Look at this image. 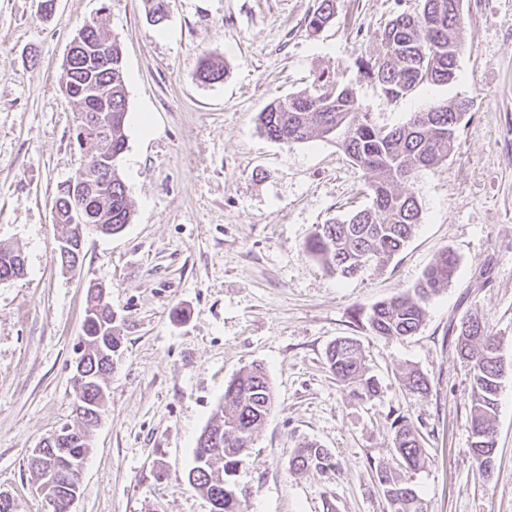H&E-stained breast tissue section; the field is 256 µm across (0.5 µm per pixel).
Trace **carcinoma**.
<instances>
[{
	"instance_id": "carcinoma-1",
	"label": "carcinoma",
	"mask_w": 512,
	"mask_h": 512,
	"mask_svg": "<svg viewBox=\"0 0 512 512\" xmlns=\"http://www.w3.org/2000/svg\"><path fill=\"white\" fill-rule=\"evenodd\" d=\"M421 12L400 13L381 35L376 58L356 60L360 75L380 85L386 100L393 102L422 84L446 85L456 78L457 58L462 49L464 18L459 15V0H421ZM335 0H318L308 16L307 31L318 35L335 15ZM83 50L75 63L64 67L62 89L79 105V112L95 114L101 107L97 99L112 100V125L104 137L94 141L101 150L121 155L126 148L127 114L122 48L112 39V69L87 63L88 55L105 41L100 26L85 27ZM224 75V61L201 58L198 77L214 82ZM464 113L461 103L431 106L414 113L401 126L386 129L376 125L369 113L360 110L355 88L336 76L321 72L305 89L269 103L257 116L260 131L270 140L286 145L314 137L332 139L360 167L376 173L368 184L372 204L358 209L343 220L332 219L317 226L306 243V251L330 273L352 277L371 264H384L398 253L420 223L421 205L416 195L402 187L415 172L438 164L454 150ZM112 228L120 230L130 223L131 206L121 177L112 175ZM25 257L12 247H0V278L12 280L24 275ZM457 272L454 254L443 251L426 268L419 282L406 293L380 301L365 315L368 329L380 336H411L426 315L425 302L452 282ZM84 335L97 336L101 343L117 349L113 316L102 300L101 291L88 288ZM501 340L476 316L460 323L457 351L471 366V449L479 468L488 473L495 452L494 420L503 376ZM330 372L336 381L350 388L364 402L378 393L375 376L369 374L359 343L351 337L334 341L326 351ZM412 392H428V380L415 369L404 377ZM273 391L264 369L253 365L228 382L224 405L209 426L211 461L193 466L192 487L210 498L223 492L221 512H240L241 498L247 492L233 481L240 456L270 414ZM393 447L409 469L423 467L428 460L421 436L407 417L393 421ZM297 471L325 472L332 467L328 449L315 443L298 448L290 460ZM377 478L388 504L402 506L391 512H424L417 495L396 474L379 469Z\"/></svg>"
}]
</instances>
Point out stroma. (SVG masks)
I'll use <instances>...</instances> for the list:
<instances>
[{
  "mask_svg": "<svg viewBox=\"0 0 512 512\" xmlns=\"http://www.w3.org/2000/svg\"><path fill=\"white\" fill-rule=\"evenodd\" d=\"M0 0V245L21 249L26 273L0 282V492L15 512H48L30 469L40 441L74 423L73 372L89 284H101L121 347L91 433L71 512H211L190 486L194 449L243 368L261 364L273 388L266 422L235 481L242 512H390L383 465L415 490L424 512H512V0H463L458 77L390 102L360 78L386 24L421 0H336L319 35L316 0H168L154 23L143 0ZM97 21L123 47L127 145L119 172L132 206L119 234L88 236L82 264L60 267L53 220L59 186L86 153L73 140L79 107L64 95L76 29ZM224 58L220 81L197 75ZM356 88L363 111L392 128L428 106L469 101L453 155L413 175L422 219L387 265L340 278L311 258L315 227L368 206L371 173L334 141L291 145L260 133L258 113L321 71ZM455 278L427 303L415 335L371 333L358 310L412 288L442 251ZM501 339L491 472L471 450L470 365L456 349L463 318ZM358 340L380 393L352 397L326 350ZM426 396L404 385L407 369ZM410 418L429 456L405 469L391 424ZM327 448L331 471H297L296 448ZM335 0H318L317 7L308 16L307 31L312 36L318 35L335 15Z\"/></svg>",
  "mask_w": 512,
  "mask_h": 512,
  "instance_id": "1",
  "label": "stroma"
}]
</instances>
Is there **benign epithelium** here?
Masks as SVG:
<instances>
[{
  "label": "benign epithelium",
  "mask_w": 512,
  "mask_h": 512,
  "mask_svg": "<svg viewBox=\"0 0 512 512\" xmlns=\"http://www.w3.org/2000/svg\"><path fill=\"white\" fill-rule=\"evenodd\" d=\"M90 164H85V169L78 172L68 182L70 186L67 207L69 214L74 217V223L79 225L80 239H85L91 234L109 236L112 234V224L103 223L102 213L95 212L92 199L98 195L97 183L88 180L86 169ZM88 353H83L78 358L73 380L76 385V406L83 409L88 401L82 395V387L88 382L90 374L86 373ZM74 433L66 429L56 431L44 438L33 451V458L40 459L51 456V464L55 465V471L46 472L45 482L39 487L40 493L51 507L50 512H69L71 504L78 498L84 459L66 461L67 449L72 441ZM65 475L73 476L72 484L67 488V494L61 498L56 494V482Z\"/></svg>",
  "instance_id": "7a95c632"
}]
</instances>
